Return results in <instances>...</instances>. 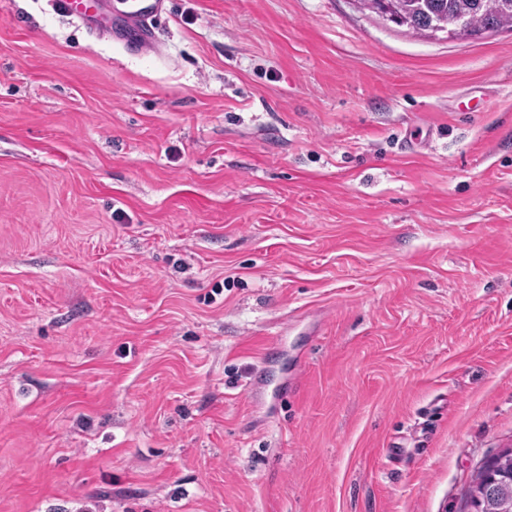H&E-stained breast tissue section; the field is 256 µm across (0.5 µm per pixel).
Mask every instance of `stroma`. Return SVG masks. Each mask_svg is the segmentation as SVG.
<instances>
[{"instance_id":"obj_1","label":"stroma","mask_w":512,"mask_h":512,"mask_svg":"<svg viewBox=\"0 0 512 512\" xmlns=\"http://www.w3.org/2000/svg\"><path fill=\"white\" fill-rule=\"evenodd\" d=\"M0 0V512H469L512 448V32ZM129 12L125 16V23L131 27L138 39L141 48L147 53H157L159 45L153 39L150 23L162 9L163 0H130Z\"/></svg>"}]
</instances>
